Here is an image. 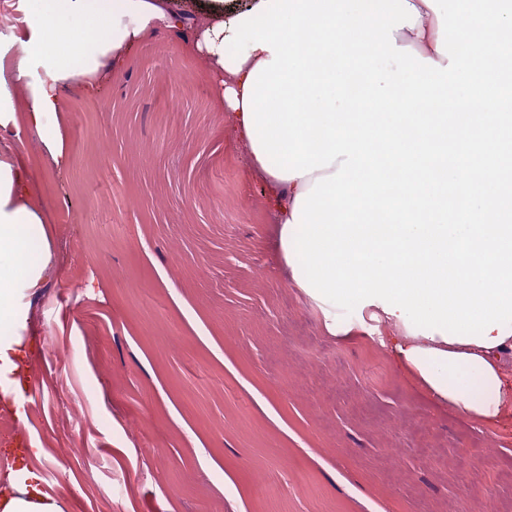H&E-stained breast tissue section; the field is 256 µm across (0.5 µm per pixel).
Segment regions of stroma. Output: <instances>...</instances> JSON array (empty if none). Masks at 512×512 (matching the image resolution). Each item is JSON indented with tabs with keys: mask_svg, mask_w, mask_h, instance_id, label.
Masks as SVG:
<instances>
[{
	"mask_svg": "<svg viewBox=\"0 0 512 512\" xmlns=\"http://www.w3.org/2000/svg\"><path fill=\"white\" fill-rule=\"evenodd\" d=\"M179 3L184 27L98 96L63 95L65 174L38 131L0 127L54 269L30 299L26 417L0 447L27 464L39 441L67 512H512V428L430 399L380 346L384 321L324 314L293 283L266 186L181 49L208 11Z\"/></svg>",
	"mask_w": 512,
	"mask_h": 512,
	"instance_id": "35a3bbf8",
	"label": "stroma"
}]
</instances>
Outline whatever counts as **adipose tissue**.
Wrapping results in <instances>:
<instances>
[{"instance_id": "obj_1", "label": "adipose tissue", "mask_w": 512, "mask_h": 512, "mask_svg": "<svg viewBox=\"0 0 512 512\" xmlns=\"http://www.w3.org/2000/svg\"><path fill=\"white\" fill-rule=\"evenodd\" d=\"M220 17L202 26L182 45L197 55L217 79V95L230 111L232 133L240 141L249 136L243 120L244 83L268 51H252L242 65L224 55L225 36L233 21L242 19L263 0H219ZM417 10L415 26L395 29L397 46L415 49L422 57L447 65L436 49L438 20L424 0H408ZM27 26L14 40L18 50L11 60L16 79L26 78L32 59L48 54L40 81L32 85L26 122L47 143L58 169H65V139L55 116L61 94L81 81L87 94L97 92L106 67H121L133 48L161 29L178 30L185 24L173 0H27ZM248 166L267 186L268 202L280 226L281 241L295 230L293 211L299 194L314 183L313 175L284 178L256 154ZM29 174L17 160L0 159V404H18L26 387L23 362L27 352L29 291L39 288L50 271V242L45 225L30 207ZM393 330L379 343L394 356L397 367L419 381L432 399L447 404L463 418L489 426L512 425V370L502 360L512 348V325L493 330L486 344H466L434 334L433 338L406 330L403 318L386 315ZM8 489L0 493V512H65L64 502L46 491L41 473L29 466L9 468Z\"/></svg>"}]
</instances>
